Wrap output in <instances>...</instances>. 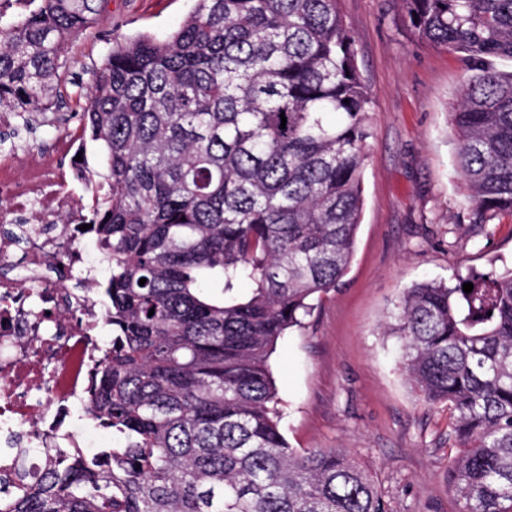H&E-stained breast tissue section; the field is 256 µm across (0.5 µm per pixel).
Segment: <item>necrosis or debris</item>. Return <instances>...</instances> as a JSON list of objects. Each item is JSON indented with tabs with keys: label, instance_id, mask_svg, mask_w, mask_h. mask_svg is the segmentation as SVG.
I'll return each mask as SVG.
<instances>
[{
	"label": "necrosis or debris",
	"instance_id": "1",
	"mask_svg": "<svg viewBox=\"0 0 512 512\" xmlns=\"http://www.w3.org/2000/svg\"><path fill=\"white\" fill-rule=\"evenodd\" d=\"M52 145L70 168L0 146V263L17 261L23 272L0 274V476H13L16 491L26 487L20 468L88 453L101 431L83 416L107 347L95 270L76 247L88 222L83 144L58 126ZM59 265L70 282L50 278Z\"/></svg>",
	"mask_w": 512,
	"mask_h": 512
}]
</instances>
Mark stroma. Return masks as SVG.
I'll return each mask as SVG.
<instances>
[{"instance_id": "stroma-1", "label": "stroma", "mask_w": 512, "mask_h": 512, "mask_svg": "<svg viewBox=\"0 0 512 512\" xmlns=\"http://www.w3.org/2000/svg\"><path fill=\"white\" fill-rule=\"evenodd\" d=\"M195 0H108L66 47L60 111H80L113 41L164 37ZM373 101L356 252L341 285L271 356L292 447L344 448L373 475L391 512H459L448 489L456 454L447 404L424 403L384 325L404 291L512 268V217L472 223L455 169L451 102L469 77L459 58L417 40L399 0H337Z\"/></svg>"}]
</instances>
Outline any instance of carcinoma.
<instances>
[{
  "label": "carcinoma",
  "mask_w": 512,
  "mask_h": 512,
  "mask_svg": "<svg viewBox=\"0 0 512 512\" xmlns=\"http://www.w3.org/2000/svg\"><path fill=\"white\" fill-rule=\"evenodd\" d=\"M30 2L0 27V109L28 132L107 0ZM400 3L472 72L450 120L476 219L512 216V70L493 64L512 60V0ZM356 56L337 0H196L167 37L112 42L80 120L112 326L90 415L123 444L49 460L0 512H389L346 450L290 446L270 363L355 254L372 136ZM388 330L418 395L453 413L460 512H512V269L416 283Z\"/></svg>",
  "instance_id": "carcinoma-1"
}]
</instances>
